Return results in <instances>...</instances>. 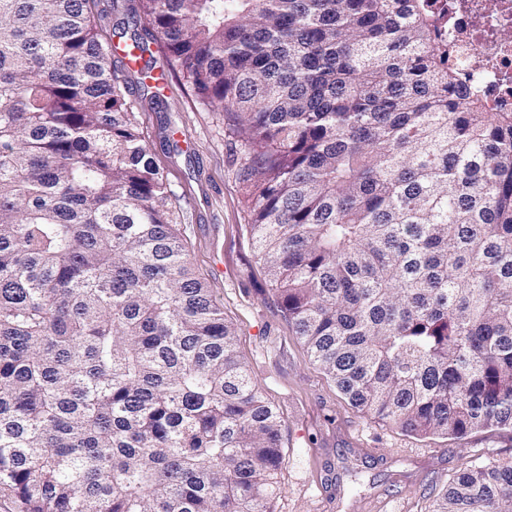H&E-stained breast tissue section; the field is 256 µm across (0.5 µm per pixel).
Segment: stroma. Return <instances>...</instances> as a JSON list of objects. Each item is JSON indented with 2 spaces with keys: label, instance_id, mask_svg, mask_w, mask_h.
I'll use <instances>...</instances> for the list:
<instances>
[{
  "label": "stroma",
  "instance_id": "stroma-1",
  "mask_svg": "<svg viewBox=\"0 0 512 512\" xmlns=\"http://www.w3.org/2000/svg\"><path fill=\"white\" fill-rule=\"evenodd\" d=\"M131 6V0L99 3L119 62L141 34ZM146 47L142 62L160 81L143 85L133 69L124 93L176 194L174 218L193 266L235 327L251 377L281 415L273 512H431L437 491L464 466L512 463V430L414 436L359 412L339 393L280 310L246 231L244 148L229 134L233 116L200 103L170 72L159 42L147 40Z\"/></svg>",
  "mask_w": 512,
  "mask_h": 512
}]
</instances>
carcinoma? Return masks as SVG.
I'll return each mask as SVG.
<instances>
[{
  "instance_id": "1",
  "label": "carcinoma",
  "mask_w": 512,
  "mask_h": 512,
  "mask_svg": "<svg viewBox=\"0 0 512 512\" xmlns=\"http://www.w3.org/2000/svg\"><path fill=\"white\" fill-rule=\"evenodd\" d=\"M430 0H139L245 147L283 313L356 409L512 429V112ZM99 0H0V495L17 512H272L280 413L197 274ZM432 512H512V464Z\"/></svg>"
}]
</instances>
